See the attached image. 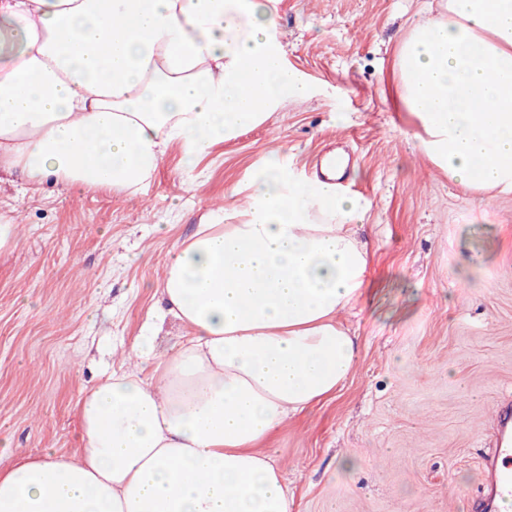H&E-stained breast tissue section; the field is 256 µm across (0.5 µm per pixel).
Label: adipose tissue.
I'll use <instances>...</instances> for the list:
<instances>
[{"mask_svg":"<svg viewBox=\"0 0 512 512\" xmlns=\"http://www.w3.org/2000/svg\"><path fill=\"white\" fill-rule=\"evenodd\" d=\"M277 0H0V174L136 189L312 89L283 64ZM413 139L449 179L512 194V0H447L398 59ZM233 224L175 248L134 369L79 398L83 446L0 470V512H293L270 436L339 390L337 317L370 278L367 201L269 157ZM183 328L168 349L152 330Z\"/></svg>","mask_w":512,"mask_h":512,"instance_id":"1","label":"adipose tissue"}]
</instances>
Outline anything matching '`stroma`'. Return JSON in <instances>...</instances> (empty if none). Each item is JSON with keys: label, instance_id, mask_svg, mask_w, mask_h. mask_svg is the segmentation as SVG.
Here are the masks:
<instances>
[{"label": "stroma", "instance_id": "obj_1", "mask_svg": "<svg viewBox=\"0 0 512 512\" xmlns=\"http://www.w3.org/2000/svg\"><path fill=\"white\" fill-rule=\"evenodd\" d=\"M444 0H279L288 67L319 87L193 168L170 148L136 192L0 182V470L82 445L75 404L118 368L169 252L201 224L232 223L247 180L271 155L313 177L326 148L350 158L343 184L369 209L356 227L372 275L339 322L357 341L336 394L269 443L294 512H471L512 401V194L479 200L408 136L402 38ZM356 467L348 468L344 458Z\"/></svg>", "mask_w": 512, "mask_h": 512}]
</instances>
